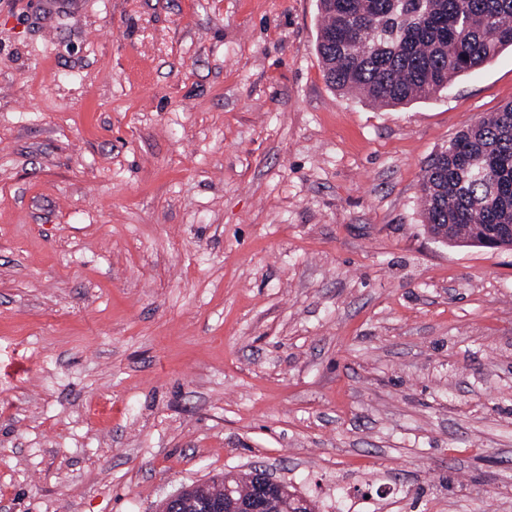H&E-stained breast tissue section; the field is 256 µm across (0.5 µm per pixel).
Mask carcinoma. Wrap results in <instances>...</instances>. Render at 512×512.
<instances>
[{
  "mask_svg": "<svg viewBox=\"0 0 512 512\" xmlns=\"http://www.w3.org/2000/svg\"><path fill=\"white\" fill-rule=\"evenodd\" d=\"M327 81L385 107L428 99L512 48V0H319ZM424 224L448 243L486 247L484 226L512 224V103L450 140L421 180ZM273 497L272 512H315Z\"/></svg>",
  "mask_w": 512,
  "mask_h": 512,
  "instance_id": "cac0c4a2",
  "label": "carcinoma"
}]
</instances>
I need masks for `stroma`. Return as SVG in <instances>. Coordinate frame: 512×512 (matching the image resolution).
Returning <instances> with one entry per match:
<instances>
[{"instance_id":"35a3bbf8","label":"stroma","mask_w":512,"mask_h":512,"mask_svg":"<svg viewBox=\"0 0 512 512\" xmlns=\"http://www.w3.org/2000/svg\"><path fill=\"white\" fill-rule=\"evenodd\" d=\"M317 32L318 0H0V512L254 464L319 512H512V250L420 204L512 52L380 107Z\"/></svg>"}]
</instances>
